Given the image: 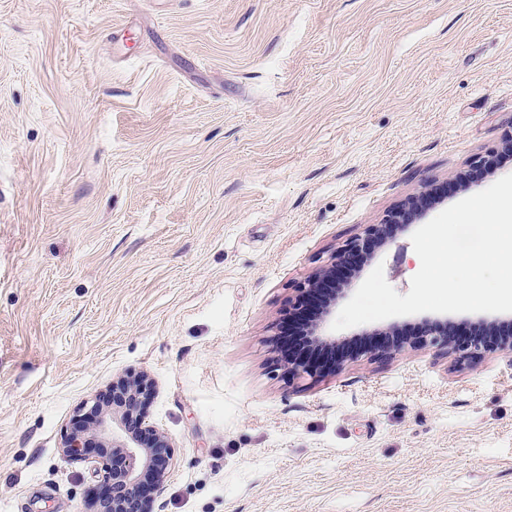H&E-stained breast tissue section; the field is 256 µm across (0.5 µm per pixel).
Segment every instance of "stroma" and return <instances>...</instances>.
Here are the masks:
<instances>
[{
	"label": "stroma",
	"instance_id": "1",
	"mask_svg": "<svg viewBox=\"0 0 512 512\" xmlns=\"http://www.w3.org/2000/svg\"><path fill=\"white\" fill-rule=\"evenodd\" d=\"M511 142L512 0H0V512H89L62 441L141 374L152 512H512V355L277 349L348 241ZM420 226L352 288L407 294Z\"/></svg>",
	"mask_w": 512,
	"mask_h": 512
}]
</instances>
